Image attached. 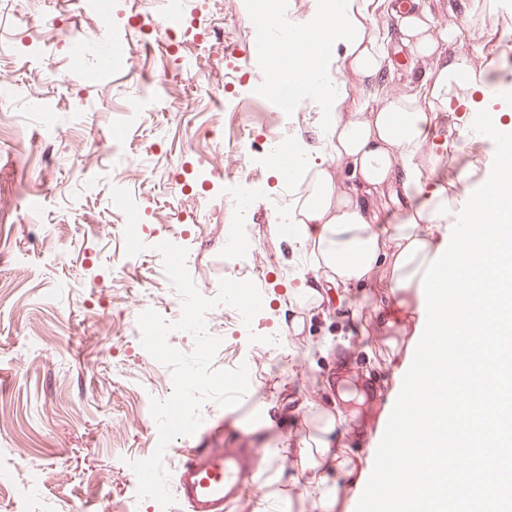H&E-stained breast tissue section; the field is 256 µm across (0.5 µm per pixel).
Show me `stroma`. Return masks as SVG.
<instances>
[{"label": "stroma", "mask_w": 512, "mask_h": 512, "mask_svg": "<svg viewBox=\"0 0 512 512\" xmlns=\"http://www.w3.org/2000/svg\"><path fill=\"white\" fill-rule=\"evenodd\" d=\"M144 0H112V23L101 24L81 0H0V512H124L137 478L134 462L157 445L155 422L140 417L143 396L172 382L139 339L124 335L132 316L151 308L180 319L176 291L159 275L163 262L151 241L164 236L187 249V269L199 292L214 298L237 273L224 260L231 241L246 238L265 260L268 304L242 327L215 308L224 336L211 370L247 365L250 393L231 409L211 405L193 434L224 440V416L239 432L262 407L260 447H288L254 476L255 490L234 512H257L267 478L290 498L279 512H323L305 484L334 483L333 471L304 467L299 450L323 418L342 403L336 359L356 357L384 393L372 425L393 410L400 364L413 340L399 322L385 272L364 288L322 290L298 303L290 293L303 258L288 235L272 230L270 198L280 188L265 165V128L288 117L292 139L315 161L325 158L317 113L262 95L268 72L251 50L253 15L245 0H193L202 24L175 40L155 34L158 18ZM438 27H457L460 42L445 58L471 57L500 106L512 108V72L496 68L512 37V0L494 20L474 0H421ZM87 41L81 62L68 35ZM120 42L135 52L104 67L100 52ZM97 71L91 82H61L74 65ZM182 108L150 104L163 84ZM125 132L122 148L113 133ZM426 150L437 161L430 182L477 188L499 159L494 139L467 130L458 113H440ZM268 182L246 223L232 206L252 179ZM259 342H250V335ZM284 336L270 357L268 336ZM122 367L115 376L113 367Z\"/></svg>", "instance_id": "obj_1"}]
</instances>
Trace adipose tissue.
Here are the masks:
<instances>
[{
  "label": "adipose tissue",
  "instance_id": "1",
  "mask_svg": "<svg viewBox=\"0 0 512 512\" xmlns=\"http://www.w3.org/2000/svg\"><path fill=\"white\" fill-rule=\"evenodd\" d=\"M397 21V43L374 28L377 16ZM304 40L299 49L283 51L288 61L286 102H294L318 82L320 123L328 156L346 165L364 190L353 196L336 189L328 169L303 162V176L288 210L293 242L312 256L332 288L365 286L387 271L393 302L405 307L418 335H428L438 313L468 305L480 336H460L453 361L436 356L420 377L403 373L400 396L416 388L432 391L436 401L431 431L404 433L418 448L419 480L413 487L388 484L384 496L402 512H495L512 461V154H504L492 185L480 194L460 195L446 185L427 183L421 150L433 130L435 113L464 109L478 118L490 137L512 125V111L495 108L485 98L483 75L464 54L454 56L411 94H384L381 104L366 112L348 109L350 92L339 75L351 70L366 85L386 80L396 59L420 62L439 57L444 45L462 32L437 28L416 0H318V6L297 25ZM398 184L413 200L404 223L380 231L369 211L371 195ZM464 220L486 215L491 225L468 236L453 215ZM466 279L465 302H445L439 284L448 277ZM345 415L327 418L321 435L304 448L307 466L336 470L341 480L352 475L344 448L332 447L330 435L347 427Z\"/></svg>",
  "mask_w": 512,
  "mask_h": 512
}]
</instances>
